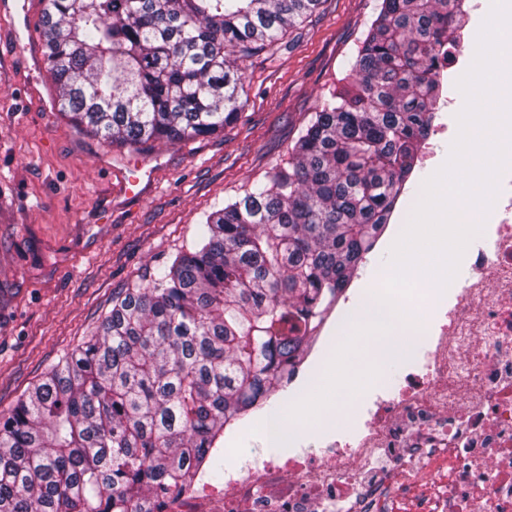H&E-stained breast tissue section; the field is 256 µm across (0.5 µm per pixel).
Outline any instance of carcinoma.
<instances>
[{
    "instance_id": "1",
    "label": "carcinoma",
    "mask_w": 512,
    "mask_h": 512,
    "mask_svg": "<svg viewBox=\"0 0 512 512\" xmlns=\"http://www.w3.org/2000/svg\"><path fill=\"white\" fill-rule=\"evenodd\" d=\"M321 2L45 0L47 65L62 108L101 139L183 142L238 117L244 61ZM460 29L456 0H382L288 161L0 415V512H154L198 468L219 474L212 448L284 389L410 202Z\"/></svg>"
}]
</instances>
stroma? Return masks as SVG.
<instances>
[{
	"instance_id": "1",
	"label": "stroma",
	"mask_w": 512,
	"mask_h": 512,
	"mask_svg": "<svg viewBox=\"0 0 512 512\" xmlns=\"http://www.w3.org/2000/svg\"><path fill=\"white\" fill-rule=\"evenodd\" d=\"M380 0H323L293 42L248 60L244 107L187 142L111 146L62 110L41 0L0 14V414L93 334L127 288L192 244L204 215L288 159L339 87ZM141 167L150 185L123 188Z\"/></svg>"
}]
</instances>
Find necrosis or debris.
Masks as SVG:
<instances>
[{
	"label": "necrosis or debris",
	"mask_w": 512,
	"mask_h": 512,
	"mask_svg": "<svg viewBox=\"0 0 512 512\" xmlns=\"http://www.w3.org/2000/svg\"><path fill=\"white\" fill-rule=\"evenodd\" d=\"M427 347L348 433L198 481L160 512H512V163Z\"/></svg>",
	"instance_id": "4bbe7bcc"
}]
</instances>
